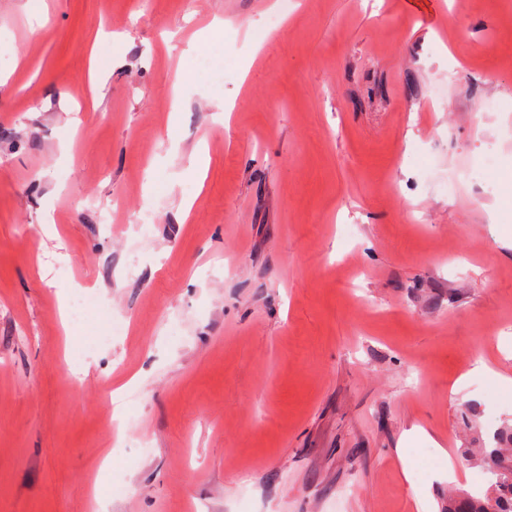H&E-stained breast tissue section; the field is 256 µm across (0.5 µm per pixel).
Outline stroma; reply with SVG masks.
I'll return each instance as SVG.
<instances>
[{"label":"stroma","mask_w":512,"mask_h":512,"mask_svg":"<svg viewBox=\"0 0 512 512\" xmlns=\"http://www.w3.org/2000/svg\"><path fill=\"white\" fill-rule=\"evenodd\" d=\"M272 2L0 0V512L486 490L458 460L512 425L475 365L512 377V0Z\"/></svg>","instance_id":"1"}]
</instances>
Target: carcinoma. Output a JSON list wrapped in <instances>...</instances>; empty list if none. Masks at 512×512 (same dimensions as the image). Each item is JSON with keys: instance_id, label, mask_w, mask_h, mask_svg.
I'll return each mask as SVG.
<instances>
[{"instance_id": "cac0c4a2", "label": "carcinoma", "mask_w": 512, "mask_h": 512, "mask_svg": "<svg viewBox=\"0 0 512 512\" xmlns=\"http://www.w3.org/2000/svg\"><path fill=\"white\" fill-rule=\"evenodd\" d=\"M494 445L482 449V461L493 473V480L482 493L465 492L448 499L447 512H489L490 503L495 512H512V434L493 435Z\"/></svg>"}]
</instances>
